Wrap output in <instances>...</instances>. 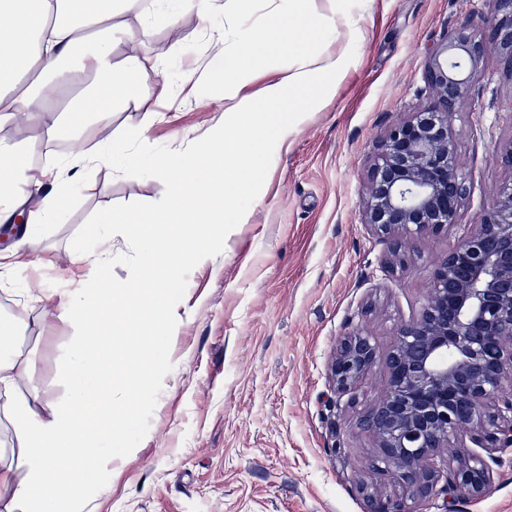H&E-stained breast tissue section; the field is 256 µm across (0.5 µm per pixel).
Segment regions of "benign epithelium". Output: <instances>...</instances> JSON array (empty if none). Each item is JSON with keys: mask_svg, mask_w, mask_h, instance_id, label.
I'll return each instance as SVG.
<instances>
[{"mask_svg": "<svg viewBox=\"0 0 512 512\" xmlns=\"http://www.w3.org/2000/svg\"><path fill=\"white\" fill-rule=\"evenodd\" d=\"M481 19L456 28L428 54L424 79L435 104L391 125L378 144L362 223L396 236L457 223L466 195L453 109L468 97L486 55L512 66V0H492ZM376 358L371 336L354 331L336 347L330 371L337 392L357 386ZM383 400L360 420L381 448L383 471L400 497L372 496L369 512H416L408 502L437 485L472 499L491 480L487 461L512 447V183L483 207L478 229L458 239L436 267L420 317L402 324L387 358ZM474 450L451 463L441 450L455 439Z\"/></svg>", "mask_w": 512, "mask_h": 512, "instance_id": "1", "label": "benign epithelium"}]
</instances>
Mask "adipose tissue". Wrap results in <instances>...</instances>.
<instances>
[{
	"mask_svg": "<svg viewBox=\"0 0 512 512\" xmlns=\"http://www.w3.org/2000/svg\"><path fill=\"white\" fill-rule=\"evenodd\" d=\"M321 11L317 0H269L279 42L288 46L290 63L268 83L260 97L247 94L250 64L260 35L244 24L226 27L224 64L215 73L229 106L221 133L195 150L155 164L158 176L174 175L169 197L157 208L123 223L126 237L140 252L161 258L155 272L137 284L117 281L106 294L78 288L63 315L76 328L66 375V400L40 401L22 391L33 359L18 345L0 349V393L11 398V419L18 457L25 471L13 482L12 467L0 448V485L11 496L0 512H81L96 474L112 464L115 407L99 380L104 359L112 355L113 327L129 316L166 317L168 283L202 250L185 248V229L200 224L247 223L249 186L262 165L260 148L274 139L286 144L302 113L330 100L347 75L359 38L351 0H332ZM140 0H0V128L22 121L47 142L69 133L83 146L97 124L111 122V112H97L81 101L58 109L59 84L45 73L47 65L75 60L91 80L90 97L107 103L127 101L133 84L158 70L157 58L133 55L114 60L117 35L126 33V13ZM28 144L0 138V223L25 217L41 223L39 213H23L25 188L67 187L52 169H35L24 161ZM166 336L151 334L142 351L130 353L134 365L122 377L127 392L143 403L154 394L150 370L167 346Z\"/></svg>",
	"mask_w": 512,
	"mask_h": 512,
	"instance_id": "1",
	"label": "adipose tissue"
}]
</instances>
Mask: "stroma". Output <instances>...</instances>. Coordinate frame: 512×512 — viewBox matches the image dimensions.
<instances>
[{
    "mask_svg": "<svg viewBox=\"0 0 512 512\" xmlns=\"http://www.w3.org/2000/svg\"><path fill=\"white\" fill-rule=\"evenodd\" d=\"M489 0H364L359 49L334 97L306 113L286 146L268 141L263 169L250 187L247 223L198 229L207 254L171 282L170 336L153 374L156 390L135 416L115 425L125 450L99 473L83 512H366L367 497H396L401 487L376 469L379 450L359 426L387 387L386 354L398 327L416 319L434 270L458 238L470 234L482 208L512 179V68L485 57L470 96L455 107L453 126L468 196L457 224L390 237L362 224L376 144L389 125L431 106L424 69L431 48L465 21H480ZM116 59L152 55L173 95L157 101L141 82L114 106L93 148L155 160L195 149L224 123L213 71L224 11L211 20L175 14L173 0L152 13H130ZM177 26L178 38L169 35ZM287 52L263 44L252 60L248 93L278 79ZM194 70L192 86L183 70ZM143 123V139L128 127ZM35 167L62 171L71 188L61 217L35 225L41 240L22 278L66 291L90 281L130 280L146 260L113 227L107 273L72 261L77 243L92 242L104 206L128 218L166 199L172 177L104 161L75 176L70 150L36 140ZM0 321L22 322L15 343L32 351L26 390L64 400L65 368L75 329L45 318L36 298L0 286ZM362 330L377 357L350 392L334 388L329 364L337 344ZM419 512H512V453L493 467L478 500L433 495Z\"/></svg>",
    "mask_w": 512,
    "mask_h": 512,
    "instance_id": "1",
    "label": "stroma"
}]
</instances>
